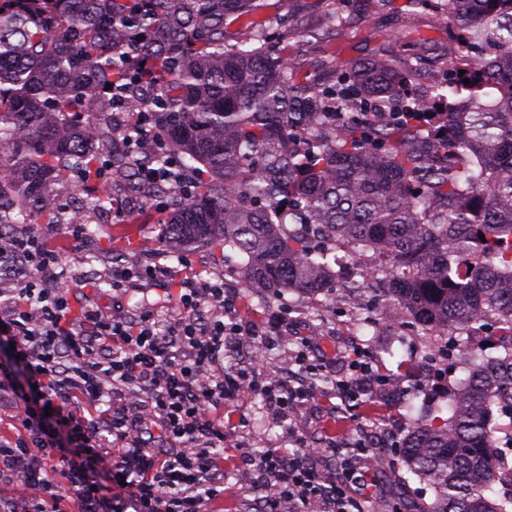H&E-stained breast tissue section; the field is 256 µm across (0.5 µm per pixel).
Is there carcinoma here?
Segmentation results:
<instances>
[{
    "mask_svg": "<svg viewBox=\"0 0 512 512\" xmlns=\"http://www.w3.org/2000/svg\"><path fill=\"white\" fill-rule=\"evenodd\" d=\"M370 2L448 24L464 74L417 88L375 54L307 79L279 49L299 19L267 39V0H0V239L66 223L76 198L104 223L160 200L155 253L230 250L249 287L312 296L351 286L347 250L367 292L469 369L445 406L409 404L401 479L433 500L392 512H512L487 495L512 480V11ZM489 327L494 356L462 340Z\"/></svg>",
    "mask_w": 512,
    "mask_h": 512,
    "instance_id": "cac0c4a2",
    "label": "carcinoma"
}]
</instances>
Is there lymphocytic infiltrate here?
Wrapping results in <instances>:
<instances>
[{
	"label": "lymphocytic infiltrate",
	"instance_id": "lymphocytic-infiltrate-1",
	"mask_svg": "<svg viewBox=\"0 0 512 512\" xmlns=\"http://www.w3.org/2000/svg\"><path fill=\"white\" fill-rule=\"evenodd\" d=\"M29 274L0 286V405L16 436L0 435V484L20 481V496L0 495V512H208L224 496V405L262 395L268 410L285 416L315 397L313 380L328 374L344 402L375 394L387 382L359 347L350 368L328 372L307 341L288 353V374L266 376L273 339L286 336L288 314L273 313L263 337L239 322L237 301L223 277L167 281L164 270L117 264L109 272L116 291L164 286L172 300L166 316L75 311L62 259L36 225L21 224ZM252 339L249 367L225 364L230 339ZM158 424L165 445L149 446L143 433ZM289 448L250 453L240 448L272 492L268 512H375L371 492L345 466L336 480L291 454L304 447L298 432ZM60 479H53V472Z\"/></svg>",
	"mask_w": 512,
	"mask_h": 512
}]
</instances>
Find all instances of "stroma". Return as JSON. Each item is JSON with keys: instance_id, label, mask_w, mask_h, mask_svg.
Segmentation results:
<instances>
[{"instance_id": "obj_1", "label": "stroma", "mask_w": 512, "mask_h": 512, "mask_svg": "<svg viewBox=\"0 0 512 512\" xmlns=\"http://www.w3.org/2000/svg\"><path fill=\"white\" fill-rule=\"evenodd\" d=\"M447 44L448 29L439 19L403 20L393 14L368 12L360 15L347 32H333L313 43L293 36L282 51L294 60L302 75L320 80L325 76L326 66L342 68L364 61L378 50L407 57L423 48L433 50ZM164 216V211L152 203L142 209L135 220L117 217L109 224L90 225L80 240L73 239L65 225H42V234L62 257L74 288L75 306L89 304L105 313H131L145 299L141 294L131 291L121 294L104 285L85 287L86 256L97 255L95 276L104 281L112 260L103 256L102 250L112 245L130 247L132 257L148 265L176 267L183 263L192 272L223 274L235 284L242 323L260 328L266 325L272 313L287 309L291 336L311 340L316 354L329 368L339 372L346 370L350 346L357 340L367 347L383 373L399 381L398 386L378 391L375 405L360 410L346 409L334 390L318 389L316 398L295 409L286 423L271 418L261 398L247 394L224 408V424L233 435L261 451L271 446H287L289 431H298L307 442L303 450L306 460L329 473L336 470L337 448L358 441L362 426L378 423L395 435H404L409 423L404 407L405 390L419 387L427 392L432 388L429 380L432 362L424 356L429 337L390 322L386 313L374 307L366 296L352 303L336 297L324 299L252 290L239 280L234 260L224 258L219 251H179L169 260L156 256L150 245ZM377 458L372 478L383 503L388 505L397 499L414 498L415 489L404 485L400 479L402 466L391 444L382 445ZM245 472V466L237 457L225 456L226 491L223 499L213 503L214 512H265L269 492L260 478L245 479Z\"/></svg>"}]
</instances>
